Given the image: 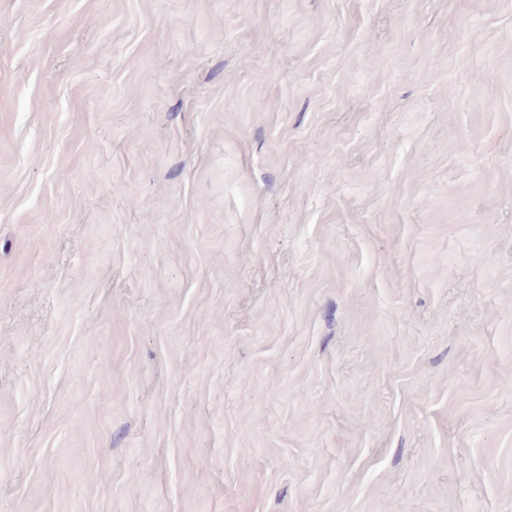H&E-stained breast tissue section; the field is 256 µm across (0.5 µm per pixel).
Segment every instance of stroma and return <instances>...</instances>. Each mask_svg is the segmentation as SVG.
Listing matches in <instances>:
<instances>
[{
	"instance_id": "35a3bbf8",
	"label": "stroma",
	"mask_w": 512,
	"mask_h": 512,
	"mask_svg": "<svg viewBox=\"0 0 512 512\" xmlns=\"http://www.w3.org/2000/svg\"><path fill=\"white\" fill-rule=\"evenodd\" d=\"M0 512H512V0H0Z\"/></svg>"
}]
</instances>
